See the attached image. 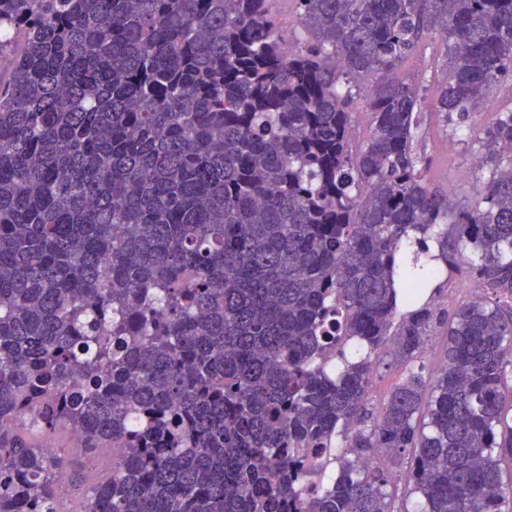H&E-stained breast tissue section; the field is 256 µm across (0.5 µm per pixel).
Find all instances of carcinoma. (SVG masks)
I'll use <instances>...</instances> for the list:
<instances>
[{"instance_id": "cac0c4a2", "label": "carcinoma", "mask_w": 512, "mask_h": 512, "mask_svg": "<svg viewBox=\"0 0 512 512\" xmlns=\"http://www.w3.org/2000/svg\"><path fill=\"white\" fill-rule=\"evenodd\" d=\"M274 2L0 0V512H60L58 470L80 512H512V108L473 121L512 0H294V49ZM433 34L473 203L430 187L397 76ZM461 260L497 301L450 317ZM73 425L123 449L86 489L27 438ZM389 353V347L380 351L379 357L384 361L373 379V391L370 395L371 406H379L390 386L398 382L405 374V365L394 361Z\"/></svg>"}]
</instances>
